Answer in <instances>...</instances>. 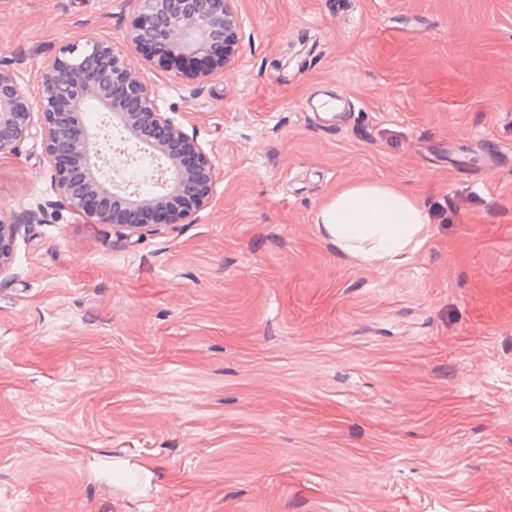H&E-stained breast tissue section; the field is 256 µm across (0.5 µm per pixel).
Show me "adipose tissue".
<instances>
[{"label":"adipose tissue","instance_id":"1","mask_svg":"<svg viewBox=\"0 0 512 512\" xmlns=\"http://www.w3.org/2000/svg\"><path fill=\"white\" fill-rule=\"evenodd\" d=\"M338 250L370 263L393 264L411 245L423 244L427 216L417 198L375 181L343 186L327 197L314 216Z\"/></svg>","mask_w":512,"mask_h":512}]
</instances>
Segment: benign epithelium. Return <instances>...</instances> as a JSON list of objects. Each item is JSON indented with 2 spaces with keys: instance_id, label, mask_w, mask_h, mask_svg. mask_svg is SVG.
Masks as SVG:
<instances>
[{
  "instance_id": "benign-epithelium-1",
  "label": "benign epithelium",
  "mask_w": 512,
  "mask_h": 512,
  "mask_svg": "<svg viewBox=\"0 0 512 512\" xmlns=\"http://www.w3.org/2000/svg\"><path fill=\"white\" fill-rule=\"evenodd\" d=\"M240 40L234 0H137L125 35L146 60L196 75L230 64ZM89 103L127 133L125 143L164 161L161 191L144 197L121 181V166L136 157L126 149L105 153L99 148L109 134L84 124ZM36 113L53 192L91 222L134 236L176 218L192 221L209 204L212 160L196 136L161 111L122 45L95 36L65 45L42 71L34 92L21 87L13 70L1 67L0 155L15 152L30 135ZM16 228L0 216V273L9 268Z\"/></svg>"
}]
</instances>
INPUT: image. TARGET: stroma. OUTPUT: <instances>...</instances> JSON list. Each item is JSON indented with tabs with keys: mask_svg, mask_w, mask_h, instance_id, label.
<instances>
[{
	"mask_svg": "<svg viewBox=\"0 0 512 512\" xmlns=\"http://www.w3.org/2000/svg\"><path fill=\"white\" fill-rule=\"evenodd\" d=\"M234 6L212 75L127 50L215 164L192 223L48 207L39 132L0 156V512H512V0ZM136 7L0 0V66L34 89ZM363 181L429 215L407 260L315 224ZM115 455L154 489L98 475ZM16 223L0 216V274L9 268L15 241Z\"/></svg>",
	"mask_w": 512,
	"mask_h": 512,
	"instance_id": "obj_1",
	"label": "stroma"
}]
</instances>
